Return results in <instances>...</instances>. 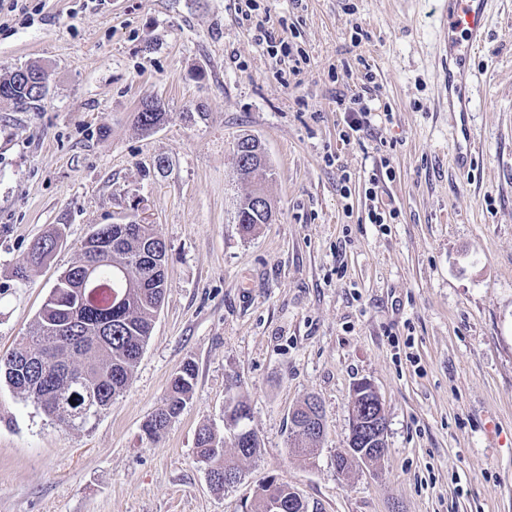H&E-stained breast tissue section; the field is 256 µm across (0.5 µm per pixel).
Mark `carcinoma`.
<instances>
[{
  "label": "carcinoma",
  "instance_id": "1",
  "mask_svg": "<svg viewBox=\"0 0 512 512\" xmlns=\"http://www.w3.org/2000/svg\"><path fill=\"white\" fill-rule=\"evenodd\" d=\"M20 71L18 67L0 76V100L26 112L38 108L45 97L21 78ZM165 116L161 103L154 108L145 103L137 122L150 130L164 122ZM238 176L261 188L273 172L269 163L262 164L247 155L238 166ZM238 214L243 216L239 222L241 232L250 235L257 226L269 223L273 210L257 209L247 197ZM95 235L106 238L112 248L99 251L92 243L84 242L75 261L51 289L35 328L18 347L0 356V376L11 387L48 417L79 428L90 421L93 411L107 410L112 400L128 388L166 288V248L151 225L132 224L130 232L118 238L113 225L103 224L95 229ZM59 243L56 232L40 238L16 265V283H28ZM129 279L140 283V287L130 290L122 308L112 309L113 294L125 289ZM195 379V366L190 362L174 374L163 404L143 425L149 440L160 441L182 414L192 397ZM224 417L233 423L227 431L237 450L236 460L255 457L260 442L243 425L250 417V408L242 396L234 394L226 400ZM289 441L296 455L309 458L315 454L316 438L307 440L292 430ZM196 453L214 471L217 489L224 488V472L241 475L236 460L224 454V436L211 426L199 429ZM295 500L291 487L272 479L260 487L253 512H318V507L307 504L288 510V503Z\"/></svg>",
  "mask_w": 512,
  "mask_h": 512
}]
</instances>
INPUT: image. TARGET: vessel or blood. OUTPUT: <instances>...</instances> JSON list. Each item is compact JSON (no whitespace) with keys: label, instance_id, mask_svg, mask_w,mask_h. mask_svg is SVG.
I'll return each instance as SVG.
<instances>
[{"label":"vessel or blood","instance_id":"obj_1","mask_svg":"<svg viewBox=\"0 0 512 512\" xmlns=\"http://www.w3.org/2000/svg\"><path fill=\"white\" fill-rule=\"evenodd\" d=\"M492 0H443L439 21L448 30V45L455 53L456 66L448 70V109L460 113L461 118L455 127L452 144V160L457 169L470 167L473 159L474 134L466 114L470 100L468 82L470 75L462 67L459 47L467 51L479 50L488 28Z\"/></svg>","mask_w":512,"mask_h":512}]
</instances>
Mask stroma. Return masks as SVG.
Wrapping results in <instances>:
<instances>
[{"mask_svg":"<svg viewBox=\"0 0 512 512\" xmlns=\"http://www.w3.org/2000/svg\"><path fill=\"white\" fill-rule=\"evenodd\" d=\"M236 5L27 0L0 13V75H53L39 110L0 103V354L100 225L140 220L166 246L152 335L94 424L61 425L0 381V512H251L271 478L320 512H512V0H495L464 61L467 172L450 159L438 0H259L286 56ZM370 78L371 125L349 131L336 101ZM151 100L167 115L145 132ZM245 135L274 171L273 219L248 238ZM372 205L395 219L370 223ZM54 231L61 245L17 284L18 261ZM188 361L193 396L150 441L142 425ZM233 379L260 451L216 490L195 439L223 428ZM361 381L382 400L387 451L342 474ZM311 396L326 427L306 462L288 447L289 415Z\"/></svg>","mask_w":512,"mask_h":512,"instance_id":"stroma-1","label":"stroma"}]
</instances>
